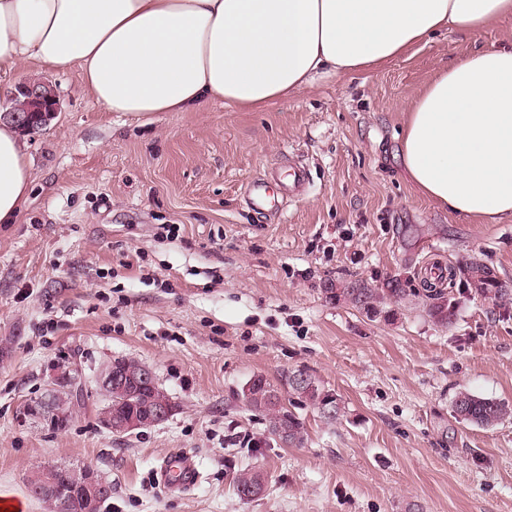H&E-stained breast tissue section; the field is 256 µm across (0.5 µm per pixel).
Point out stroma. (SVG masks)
I'll use <instances>...</instances> for the list:
<instances>
[{
    "label": "stroma",
    "instance_id": "1",
    "mask_svg": "<svg viewBox=\"0 0 512 512\" xmlns=\"http://www.w3.org/2000/svg\"><path fill=\"white\" fill-rule=\"evenodd\" d=\"M510 37L512 18L443 31L262 112L214 103L145 125L91 102L79 69L0 74V106L34 79L59 99L23 139L29 201L0 224V497L45 512L27 476L74 463L111 480L104 512H512V419L480 427L452 407L464 389L512 405V222L475 224L427 200L398 158L404 108L441 64ZM297 161L304 189L269 180L278 210H254L248 183ZM473 257L508 295L454 284L449 322L436 323L416 297L422 266ZM391 279L407 298L371 315L325 291ZM116 357L154 370L172 417L123 437L100 426L95 373ZM63 364L78 368L85 408L62 430L19 422ZM297 370L343 407L329 420L294 402L299 447L236 396L256 374L287 390ZM178 453L201 473L186 493L156 479ZM250 468L268 485L245 501L234 479Z\"/></svg>",
    "mask_w": 512,
    "mask_h": 512
}]
</instances>
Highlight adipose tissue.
I'll return each mask as SVG.
<instances>
[{"label":"adipose tissue","mask_w":512,"mask_h":512,"mask_svg":"<svg viewBox=\"0 0 512 512\" xmlns=\"http://www.w3.org/2000/svg\"><path fill=\"white\" fill-rule=\"evenodd\" d=\"M510 15L512 0H0V71L79 67L96 103L143 124L215 102L260 112L317 77ZM400 161L452 213L512 220V38L440 67L405 109ZM32 182L15 124L0 120L1 224L15 223Z\"/></svg>","instance_id":"ef3b65f1"}]
</instances>
